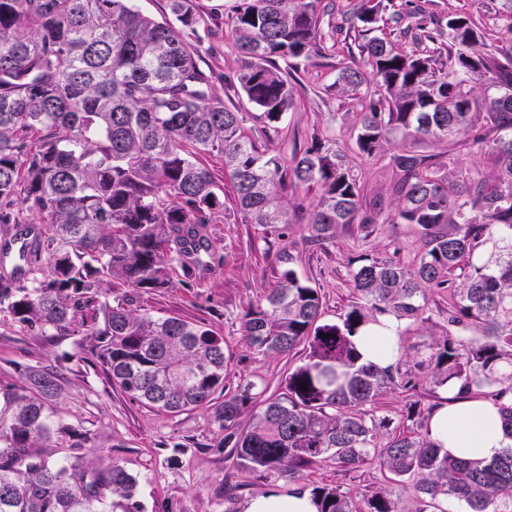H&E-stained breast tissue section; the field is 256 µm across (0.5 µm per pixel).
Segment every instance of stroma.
Listing matches in <instances>:
<instances>
[{
  "mask_svg": "<svg viewBox=\"0 0 512 512\" xmlns=\"http://www.w3.org/2000/svg\"><path fill=\"white\" fill-rule=\"evenodd\" d=\"M238 0H192L201 16L204 68L215 75L214 86L227 105L250 111L246 98L232 82L242 66L230 18ZM424 6L419 20H432L455 13L472 15L482 36L484 50L512 47V31L500 17V0H412ZM354 39L325 40L318 54L300 63L293 74L295 105L276 127L260 133L259 122L248 120L244 131L259 146L291 157L294 147H307L313 136L333 137L351 164L362 174L368 197H378L375 231L363 237L356 225L339 227L325 247L309 246L305 224H291L263 232L243 223L232 201H225L209 226L211 235L225 246L229 257L222 266L193 275L192 287L174 286L149 293H132L131 306L155 316H180L200 322L224 339L225 389L249 380L267 393H280L290 367L299 355L267 356L257 352L243 334V315L272 288L287 270L309 281L322 296L324 318L337 321L356 292L351 263L363 257H380L412 266L422 249L416 226L393 219L397 203L391 192L394 175L383 164L364 162L355 142L360 107L357 100L336 89V64L358 55ZM473 129L454 136L448 143L457 167L494 179L498 169L491 155L473 141ZM427 318L409 326L400 339L401 353L416 354L448 334V296L438 290L427 293ZM78 355L67 374L65 408L70 423H82L92 441L89 456L109 454L139 480L138 499L144 512H240L245 498L265 493L281 484L280 476L253 481L237 472L227 459L221 443L224 432L214 422L212 411L199 408L177 415L159 412L131 400L112 387L103 366L90 353L80 350L74 337L44 336L23 330L9 321L0 322V382L22 384L24 370L32 365L52 366L68 355ZM443 395L426 373L414 372L412 385L364 406L366 414L386 419L383 435L398 432L407 423L408 410H415L418 422H427ZM307 484H326L351 490L358 505L389 483L379 467L368 465L345 471L333 461L311 470Z\"/></svg>",
  "mask_w": 512,
  "mask_h": 512,
  "instance_id": "obj_1",
  "label": "stroma"
}]
</instances>
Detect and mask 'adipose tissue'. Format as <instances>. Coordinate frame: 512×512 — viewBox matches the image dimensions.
<instances>
[{"label":"adipose tissue","mask_w":512,"mask_h":512,"mask_svg":"<svg viewBox=\"0 0 512 512\" xmlns=\"http://www.w3.org/2000/svg\"><path fill=\"white\" fill-rule=\"evenodd\" d=\"M404 324L389 315L362 328L354 342L362 362L385 368L399 355V331ZM429 438L455 456L490 460L512 444L505 434L499 404L484 395L462 397L456 386L434 410L427 423ZM241 512H318L317 501L295 486L277 485L266 493L246 499Z\"/></svg>","instance_id":"ef3b65f1"}]
</instances>
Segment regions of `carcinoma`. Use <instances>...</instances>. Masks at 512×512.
Segmentation results:
<instances>
[{"instance_id":"cac0c4a2","label":"carcinoma","mask_w":512,"mask_h":512,"mask_svg":"<svg viewBox=\"0 0 512 512\" xmlns=\"http://www.w3.org/2000/svg\"><path fill=\"white\" fill-rule=\"evenodd\" d=\"M390 2L361 0L345 17L339 30L362 38V64L338 63L335 85L361 101L358 150L395 174L394 219L419 227L423 253L411 267L358 260V297L338 322L322 320L318 289L283 273L245 312L243 332L262 354L301 347L304 358L283 392L266 396L247 382L224 394L213 418L248 475L295 482L326 458L375 464L397 485L413 483V512H443L442 499L461 512H512V446L472 461L409 427L381 442L385 420L348 412L427 369L436 387L489 391L512 439V49L472 51L478 32L467 15L388 33L379 22ZM168 9L157 20L134 0H0V239L25 236L0 268V314L90 343L115 387L175 415L210 406L224 389V338L178 316L136 313L119 290L170 288L221 260L208 225L224 188L198 156L222 160L246 224H294L304 212L309 239L325 244L342 224L370 235L376 210L364 207L361 177L335 139L316 136L286 162L245 135L248 113L224 104L200 66L191 0H168ZM327 15L324 0H239L231 27L244 64L234 84L255 119L270 126L291 110L294 88L277 60H309ZM408 37L421 50H403ZM477 112L490 127L473 141L500 169L491 181L405 145L382 154L392 133L443 143ZM300 188L313 194L307 208ZM426 286L448 292L452 334L416 353L411 369L361 362L352 337L383 314L425 320ZM66 369L31 366L24 384H0V512H142L137 477L112 458L84 459L89 434L63 422ZM247 409L253 423L242 430ZM311 494L319 512H357L350 490L316 485ZM399 502L384 490L367 512H403Z\"/></svg>"}]
</instances>
